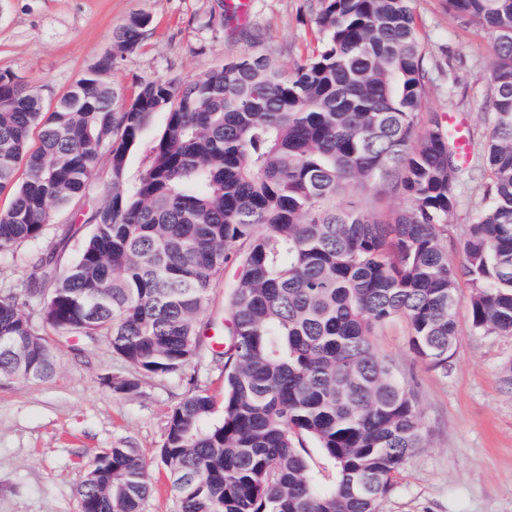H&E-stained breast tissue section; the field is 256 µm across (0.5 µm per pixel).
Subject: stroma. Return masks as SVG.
<instances>
[{"label": "stroma", "mask_w": 512, "mask_h": 512, "mask_svg": "<svg viewBox=\"0 0 512 512\" xmlns=\"http://www.w3.org/2000/svg\"><path fill=\"white\" fill-rule=\"evenodd\" d=\"M246 19L217 17L215 0H0V71L38 92L46 107L76 84L110 47L112 31L136 13L149 16L137 51L118 60L109 83L133 100L142 83L182 84L203 75L228 53L263 49L282 69L308 50L315 27L313 0H250ZM431 82L422 121L456 113L479 143L488 134L486 78L493 34L448 14L443 0H413ZM485 179L476 158L463 166L448 249L459 254L462 228L482 200ZM112 193L108 159L84 191L58 208L44 243L58 247L55 273L76 261L93 226L92 210ZM36 244L0 255V288H18L33 270ZM470 290H459L461 330L447 370L421 363L409 347L410 327L399 317L373 338L415 389L426 432L394 475L379 512H512V394L501 370L512 362V335L469 333ZM55 372L46 381H0V512H79L86 467L103 450L134 448L150 467L152 486L141 512H177L159 450L178 403L195 391L224 403V371L203 346L175 375L138 371L107 342L54 336ZM130 380L132 392L118 391Z\"/></svg>", "instance_id": "35a3bbf8"}]
</instances>
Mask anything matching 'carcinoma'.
Masks as SVG:
<instances>
[{"label":"carcinoma","mask_w":512,"mask_h":512,"mask_svg":"<svg viewBox=\"0 0 512 512\" xmlns=\"http://www.w3.org/2000/svg\"><path fill=\"white\" fill-rule=\"evenodd\" d=\"M317 2L316 45L288 72L246 51L184 85L145 82L127 102L105 75L141 45L144 13L50 111L0 72V192L12 191L1 254L41 241L105 151L112 174L68 271L47 275L48 244L29 258L27 300L0 290V379L51 378L50 334L178 373L209 326V290L238 270L218 352L223 418L192 394L159 449L178 512H378L425 431L414 392L374 350L376 330L406 318L416 357L448 369L464 281L471 334L512 335V0H445L495 35L483 203L458 259L448 223L461 166L439 119L419 126L429 72L412 0ZM160 114L164 131L132 180L129 154ZM367 188L408 204L383 222L357 194ZM307 439L335 465L328 490L308 478ZM149 491L137 450L107 448L78 489L80 512H139Z\"/></svg>","instance_id":"obj_1"}]
</instances>
